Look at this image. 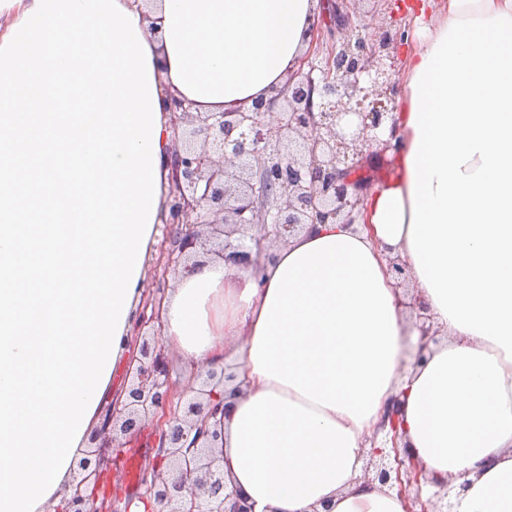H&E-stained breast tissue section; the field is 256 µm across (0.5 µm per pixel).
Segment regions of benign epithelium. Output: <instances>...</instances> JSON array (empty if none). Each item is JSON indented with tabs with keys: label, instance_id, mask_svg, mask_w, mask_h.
<instances>
[{
	"label": "benign epithelium",
	"instance_id": "1",
	"mask_svg": "<svg viewBox=\"0 0 512 512\" xmlns=\"http://www.w3.org/2000/svg\"><path fill=\"white\" fill-rule=\"evenodd\" d=\"M313 15L316 47L300 69L249 108L198 112L176 95L167 100L172 133L168 155L169 194L161 217L160 250L165 262L153 272L156 289L135 316L140 341L126 365L124 396L105 411L91 446L79 462L81 479L55 512H130L110 506L98 482L111 453L125 438L150 428L154 457L142 472L137 499L151 512H254L249 498L224 481V418L227 406L217 388L235 375L194 370L180 388L169 377V349L163 341L160 303L169 280L194 273L206 242L218 240L224 263L258 269L272 249L318 224H352L374 186L362 146L389 150L383 138L399 94L395 50L404 39L397 21L369 15L352 25L362 0H326ZM413 328L419 332L416 360L439 342L427 307L414 297ZM400 400L384 414L380 429L392 433V447L373 449L364 466L367 480L395 482L409 512H443L452 482L426 476L414 450L397 444ZM436 487L421 497V483Z\"/></svg>",
	"mask_w": 512,
	"mask_h": 512
}]
</instances>
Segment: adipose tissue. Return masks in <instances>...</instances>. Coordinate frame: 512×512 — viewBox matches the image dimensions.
Here are the masks:
<instances>
[{
	"mask_svg": "<svg viewBox=\"0 0 512 512\" xmlns=\"http://www.w3.org/2000/svg\"><path fill=\"white\" fill-rule=\"evenodd\" d=\"M319 0H157L139 21L170 91L251 106L298 69ZM393 171L359 228L321 224L260 272L205 260L167 289L164 337L232 365L224 477L256 512H405L363 477L387 403L455 512H512V0H406ZM444 343L422 364L388 260Z\"/></svg>",
	"mask_w": 512,
	"mask_h": 512,
	"instance_id": "1",
	"label": "adipose tissue"
}]
</instances>
